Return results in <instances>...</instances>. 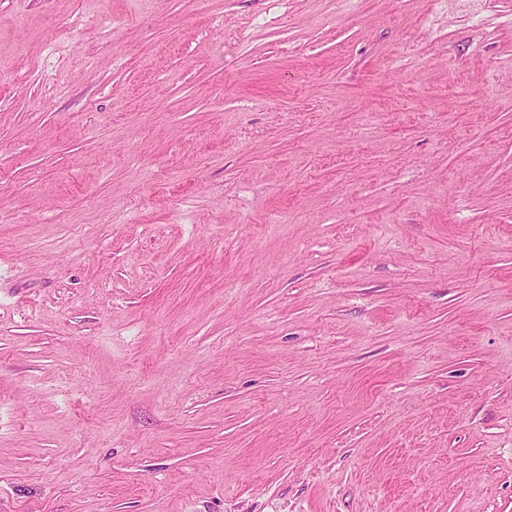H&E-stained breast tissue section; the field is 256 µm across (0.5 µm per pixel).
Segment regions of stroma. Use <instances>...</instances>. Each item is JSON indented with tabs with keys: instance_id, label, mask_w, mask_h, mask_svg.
<instances>
[{
	"instance_id": "35a3bbf8",
	"label": "stroma",
	"mask_w": 512,
	"mask_h": 512,
	"mask_svg": "<svg viewBox=\"0 0 512 512\" xmlns=\"http://www.w3.org/2000/svg\"><path fill=\"white\" fill-rule=\"evenodd\" d=\"M0 512H512V0H0Z\"/></svg>"
}]
</instances>
